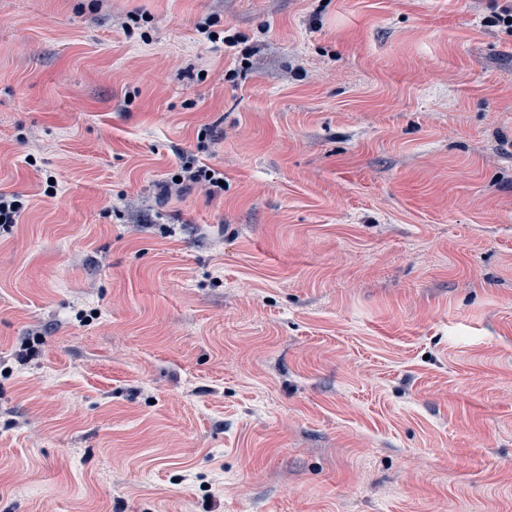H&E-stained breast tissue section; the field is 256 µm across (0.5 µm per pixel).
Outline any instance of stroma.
Instances as JSON below:
<instances>
[{
  "instance_id": "35a3bbf8",
  "label": "stroma",
  "mask_w": 512,
  "mask_h": 512,
  "mask_svg": "<svg viewBox=\"0 0 512 512\" xmlns=\"http://www.w3.org/2000/svg\"><path fill=\"white\" fill-rule=\"evenodd\" d=\"M505 4L0 0V512H512ZM181 165L176 173L171 176L170 182L166 184V188L171 186H182L185 182L197 183L203 186L210 196H215L224 190V185H220L219 181L224 182V173L217 169L211 168L205 164H199L193 156L182 155ZM211 172V176L207 177V173ZM179 178V181L175 180ZM26 207L24 195L14 191L0 190V236L2 232L8 234L12 231Z\"/></svg>"
}]
</instances>
